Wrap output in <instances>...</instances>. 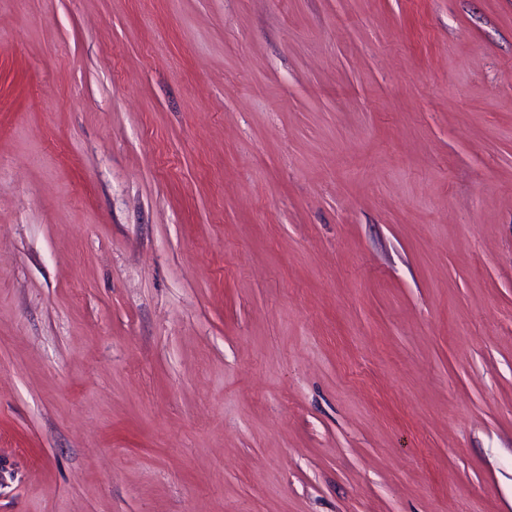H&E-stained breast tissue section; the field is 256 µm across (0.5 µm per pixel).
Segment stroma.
<instances>
[{
  "label": "stroma",
  "instance_id": "1",
  "mask_svg": "<svg viewBox=\"0 0 512 512\" xmlns=\"http://www.w3.org/2000/svg\"><path fill=\"white\" fill-rule=\"evenodd\" d=\"M0 512H512V0H0Z\"/></svg>",
  "mask_w": 512,
  "mask_h": 512
}]
</instances>
